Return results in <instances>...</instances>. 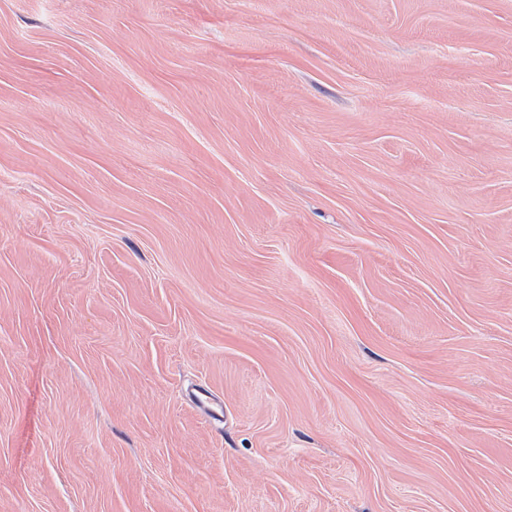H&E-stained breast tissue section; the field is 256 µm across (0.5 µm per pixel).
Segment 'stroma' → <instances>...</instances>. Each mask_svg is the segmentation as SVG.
I'll list each match as a JSON object with an SVG mask.
<instances>
[{"instance_id":"35a3bbf8","label":"stroma","mask_w":512,"mask_h":512,"mask_svg":"<svg viewBox=\"0 0 512 512\" xmlns=\"http://www.w3.org/2000/svg\"><path fill=\"white\" fill-rule=\"evenodd\" d=\"M0 512H512V0H0Z\"/></svg>"}]
</instances>
